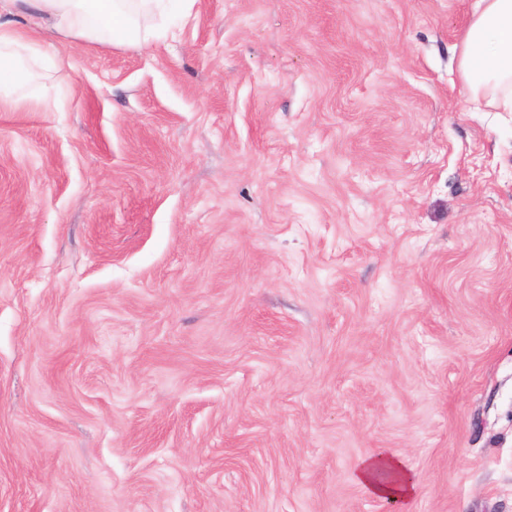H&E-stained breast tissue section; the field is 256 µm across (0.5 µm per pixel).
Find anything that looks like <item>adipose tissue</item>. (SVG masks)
<instances>
[{
    "label": "adipose tissue",
    "instance_id": "1",
    "mask_svg": "<svg viewBox=\"0 0 512 512\" xmlns=\"http://www.w3.org/2000/svg\"><path fill=\"white\" fill-rule=\"evenodd\" d=\"M24 4L48 20L58 39L102 46H138L167 37L175 11L190 12L195 0H0V109L28 102L19 72L44 60L48 45L33 30L18 28L12 8ZM458 73L475 107L512 112V0H474L456 46ZM357 483L373 495L406 504L415 482L389 453L364 458Z\"/></svg>",
    "mask_w": 512,
    "mask_h": 512
}]
</instances>
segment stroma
I'll list each match as a JSON object with an SVG mask.
<instances>
[{
	"instance_id": "obj_1",
	"label": "stroma",
	"mask_w": 512,
	"mask_h": 512,
	"mask_svg": "<svg viewBox=\"0 0 512 512\" xmlns=\"http://www.w3.org/2000/svg\"><path fill=\"white\" fill-rule=\"evenodd\" d=\"M469 0H196L0 111V512H512V112ZM456 49L475 109L512 112V0H474ZM357 483L380 498L403 506L414 493L415 482L409 470L395 455L380 453L364 458L356 472Z\"/></svg>"
}]
</instances>
